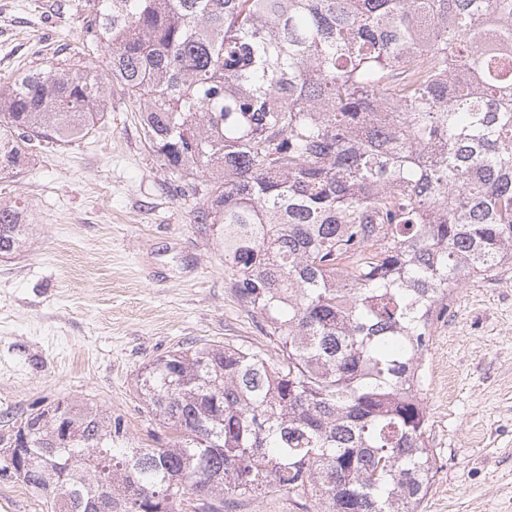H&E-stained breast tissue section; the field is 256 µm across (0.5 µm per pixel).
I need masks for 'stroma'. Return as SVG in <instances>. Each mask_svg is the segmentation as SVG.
Returning a JSON list of instances; mask_svg holds the SVG:
<instances>
[{"instance_id":"stroma-1","label":"stroma","mask_w":512,"mask_h":512,"mask_svg":"<svg viewBox=\"0 0 512 512\" xmlns=\"http://www.w3.org/2000/svg\"><path fill=\"white\" fill-rule=\"evenodd\" d=\"M79 0H0V78L80 56ZM107 84L105 127L44 140L0 174V203L25 211L27 245L0 257V436L57 401L121 418L133 442L169 432L138 375L168 352L208 343L279 344L237 299L215 226L195 223L204 194L163 166L133 97ZM424 397L437 454L419 512H512V270L467 279L448 299L425 355ZM309 496L240 499L233 512H317Z\"/></svg>"}]
</instances>
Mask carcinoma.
I'll list each match as a JSON object with an SVG mask.
<instances>
[{"label":"carcinoma","instance_id":"carcinoma-1","mask_svg":"<svg viewBox=\"0 0 512 512\" xmlns=\"http://www.w3.org/2000/svg\"><path fill=\"white\" fill-rule=\"evenodd\" d=\"M87 44L139 104L170 172L212 174L240 302L280 344L200 345L137 389L171 430L141 448L119 417L29 414L0 476L51 512H224L318 496L319 512H418L437 468L424 353L466 278L512 266V0H85ZM454 66H448V62ZM61 60L0 83V173L106 115ZM0 204V256L25 244Z\"/></svg>","mask_w":512,"mask_h":512}]
</instances>
